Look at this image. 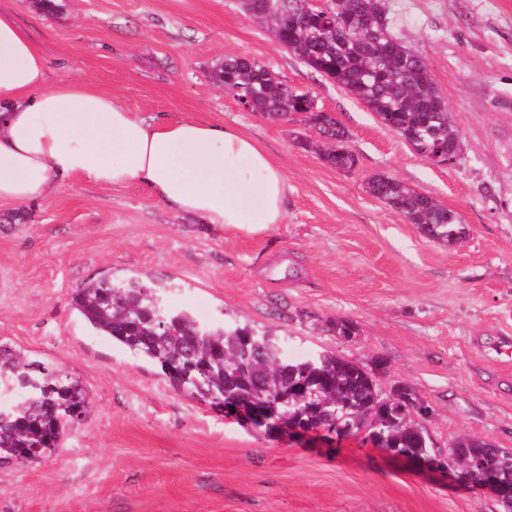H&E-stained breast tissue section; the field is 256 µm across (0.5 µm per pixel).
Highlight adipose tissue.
Listing matches in <instances>:
<instances>
[{
  "mask_svg": "<svg viewBox=\"0 0 512 512\" xmlns=\"http://www.w3.org/2000/svg\"><path fill=\"white\" fill-rule=\"evenodd\" d=\"M70 178L139 182L203 223L251 230L282 223L288 197L279 166L234 124L149 121L87 82L49 85L41 49L0 10V202L35 200Z\"/></svg>",
  "mask_w": 512,
  "mask_h": 512,
  "instance_id": "ef3b65f1",
  "label": "adipose tissue"
}]
</instances>
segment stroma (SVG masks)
I'll return each mask as SVG.
<instances>
[{"label":"stroma","instance_id":"obj_1","mask_svg":"<svg viewBox=\"0 0 512 512\" xmlns=\"http://www.w3.org/2000/svg\"><path fill=\"white\" fill-rule=\"evenodd\" d=\"M425 59L459 132L440 165L274 43L240 0H0L49 63L146 119L224 121L255 138L290 191L283 223L247 233L180 214L139 184L67 180L0 203V346L89 390L87 417L35 464L0 466V512H503L489 494L348 437L247 428L175 394L155 367L93 335L73 292L103 275L163 280L206 323L272 330L289 359L333 351L387 368L433 408L437 448L457 435L512 449V0H385ZM243 55L312 94L348 132L350 170L302 148L308 131L245 110L213 69ZM399 180L458 214L451 247L366 190ZM23 212V223L9 222ZM353 322L337 336L330 324Z\"/></svg>","mask_w":512,"mask_h":512}]
</instances>
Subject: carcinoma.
<instances>
[{"label":"carcinoma","instance_id":"cac0c4a2","mask_svg":"<svg viewBox=\"0 0 512 512\" xmlns=\"http://www.w3.org/2000/svg\"><path fill=\"white\" fill-rule=\"evenodd\" d=\"M307 0H242L243 9L262 20L273 40L307 67L347 90L376 113L380 122L399 133L421 156L438 146L452 147L458 131L448 113L430 107L432 75L415 50L393 38L382 0H329L338 19L354 18L344 31L318 25H293L306 13ZM214 81L249 110L273 122L300 123L326 145L322 159L339 170L354 166L348 134L336 117L312 111L309 94L288 92L285 80L264 64L231 56L212 73ZM367 191L426 236L440 242L464 231L457 214L431 197L390 177L377 175ZM154 286L139 278L102 276L85 283L72 296V308L98 336L123 346L155 365L168 387L215 405L228 397L242 401H277L276 419L283 431L308 424L334 429L348 437L365 435L375 447L401 454L430 455L432 439L425 426L403 410L411 387H398V397L381 394L378 372L385 361L371 365L334 352L287 359L277 337L249 324L207 325L181 309L156 311L143 291ZM21 388L19 399L0 416V464L10 463L25 448L36 462L60 447L67 429L87 413L88 393L39 361L0 348V393ZM459 460L488 465L512 476V449L488 439L459 435L453 440Z\"/></svg>","mask_w":512,"mask_h":512}]
</instances>
